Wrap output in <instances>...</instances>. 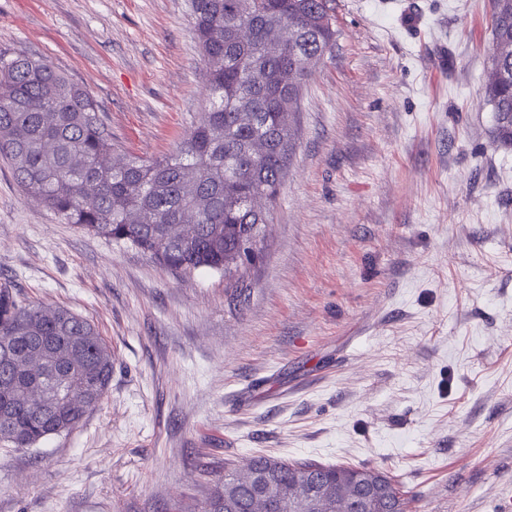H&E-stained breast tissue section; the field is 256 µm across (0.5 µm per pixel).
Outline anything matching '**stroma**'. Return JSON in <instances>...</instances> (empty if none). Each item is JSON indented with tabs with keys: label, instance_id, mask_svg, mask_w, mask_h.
<instances>
[{
	"label": "stroma",
	"instance_id": "1",
	"mask_svg": "<svg viewBox=\"0 0 512 512\" xmlns=\"http://www.w3.org/2000/svg\"><path fill=\"white\" fill-rule=\"evenodd\" d=\"M296 148L242 282L63 223L0 160V283L92 321L85 424L0 448V512H203L258 454L366 466L409 512L512 497V148L492 139L491 0H333ZM189 0H0V55L87 88L128 153L205 108Z\"/></svg>",
	"mask_w": 512,
	"mask_h": 512
}]
</instances>
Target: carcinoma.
Segmentation results:
<instances>
[{"label": "carcinoma", "mask_w": 512, "mask_h": 512, "mask_svg": "<svg viewBox=\"0 0 512 512\" xmlns=\"http://www.w3.org/2000/svg\"><path fill=\"white\" fill-rule=\"evenodd\" d=\"M487 93L494 139L512 148V0H492ZM192 34L208 66L209 107L176 153L121 156L93 96L43 57L0 56V159L28 194L65 223L130 244L163 268L225 267L237 237L268 223L294 145L292 117L309 69L332 47L328 0H190ZM252 26L243 42L238 32ZM291 30L285 44L275 40ZM266 145L262 154L253 143ZM196 217L182 240L160 247L165 225ZM0 442L31 448L81 427L112 381V347L88 319L63 306L26 302L0 284ZM80 403L31 405L34 390ZM393 479L375 469L258 455L224 474L205 512H407Z\"/></svg>", "instance_id": "cac0c4a2"}]
</instances>
